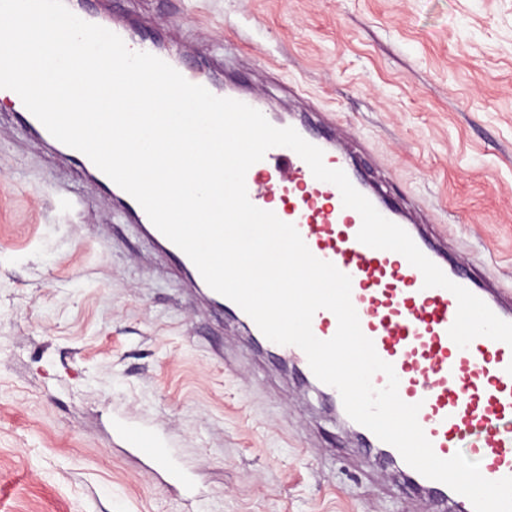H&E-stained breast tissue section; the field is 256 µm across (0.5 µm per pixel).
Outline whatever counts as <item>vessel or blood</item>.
<instances>
[{"label": "vessel or blood", "instance_id": "1", "mask_svg": "<svg viewBox=\"0 0 512 512\" xmlns=\"http://www.w3.org/2000/svg\"><path fill=\"white\" fill-rule=\"evenodd\" d=\"M138 49L156 54L180 69L189 82L212 94L256 108L272 125L295 128L323 150L328 168L344 170L353 186L384 217L404 228L450 280L482 299L499 318L512 322V290L494 287L485 276L451 262L447 244L427 228L432 221L428 208L412 196L391 197L387 172L365 175L358 163L370 155L369 141L339 124L335 113L309 97L300 84L280 83L281 93L293 104L291 111L282 112L265 92H243L241 79L220 85L183 67L177 49L159 50L147 43L139 44ZM246 186L255 206L294 224L315 257L350 276L351 302L361 330L372 340L379 357L392 364L400 398L419 404L418 422L434 453L442 459L462 453L479 462L482 475L489 480L512 476V346L478 337L467 348H459L448 334L457 313L455 295L444 288L424 287L421 271L403 255L360 243V214L344 207L339 189L317 180L291 149L268 150L264 159L248 170ZM123 201L130 220L147 225L149 236L175 259L192 287L204 291L214 308L242 316L236 303L208 289L181 249L150 226L147 214L131 195H124ZM311 328L317 338L327 340L335 335L338 321L331 311L321 309L314 314ZM116 429L140 457L166 471L188 499H196L192 482L151 429H135L123 421ZM353 430L377 459L396 465L407 485L429 498L437 512H474L466 497L421 475L395 447L380 441L369 429L357 424Z\"/></svg>", "mask_w": 512, "mask_h": 512}]
</instances>
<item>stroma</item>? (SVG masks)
Segmentation results:
<instances>
[{"instance_id": "1", "label": "stroma", "mask_w": 512, "mask_h": 512, "mask_svg": "<svg viewBox=\"0 0 512 512\" xmlns=\"http://www.w3.org/2000/svg\"><path fill=\"white\" fill-rule=\"evenodd\" d=\"M195 70L267 69L368 138L448 252L512 289V0H91ZM0 101V512H430L335 405L184 286ZM67 192L84 206L57 212ZM152 427L189 503L122 448Z\"/></svg>"}]
</instances>
